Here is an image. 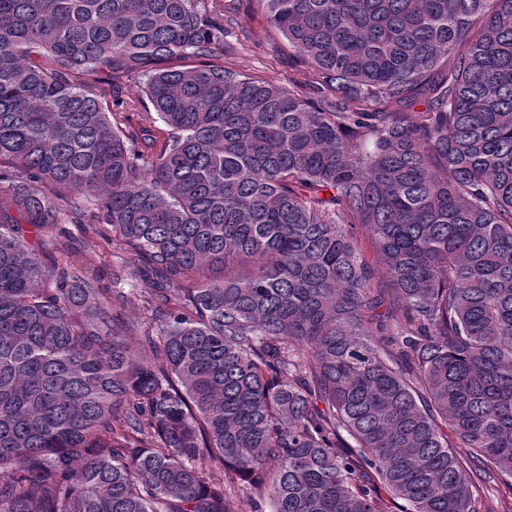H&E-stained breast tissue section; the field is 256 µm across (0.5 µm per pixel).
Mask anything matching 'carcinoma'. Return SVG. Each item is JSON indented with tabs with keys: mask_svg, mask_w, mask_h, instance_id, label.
I'll return each mask as SVG.
<instances>
[{
	"mask_svg": "<svg viewBox=\"0 0 512 512\" xmlns=\"http://www.w3.org/2000/svg\"><path fill=\"white\" fill-rule=\"evenodd\" d=\"M259 2L0 0V512L512 499V0ZM224 14L237 18L236 25L226 26L224 40L232 47L224 57L226 66L285 88L301 77L287 40L266 24L257 0H224ZM63 226L68 229L69 233L59 237V240L68 244L72 251L82 254L87 258H92L96 249L93 239L84 236L76 224H63Z\"/></svg>",
	"mask_w": 512,
	"mask_h": 512,
	"instance_id": "1",
	"label": "carcinoma"
}]
</instances>
